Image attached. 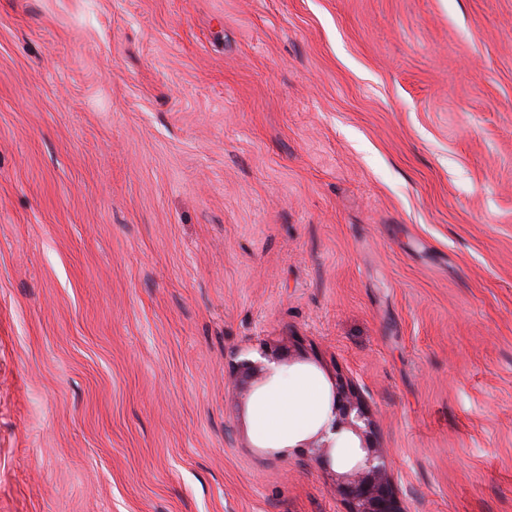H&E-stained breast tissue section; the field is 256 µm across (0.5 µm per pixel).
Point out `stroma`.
<instances>
[{
	"instance_id": "obj_1",
	"label": "stroma",
	"mask_w": 512,
	"mask_h": 512,
	"mask_svg": "<svg viewBox=\"0 0 512 512\" xmlns=\"http://www.w3.org/2000/svg\"><path fill=\"white\" fill-rule=\"evenodd\" d=\"M512 512V0H0V512ZM321 409L322 392L314 379L288 377L261 397L254 416L256 430L261 436L299 438L310 430ZM331 413V419L304 447L312 448L315 458L322 460L326 448H334L341 432L349 431L360 439L365 457L337 486L347 507L345 512H405L386 451L373 439L372 414L354 383L335 380Z\"/></svg>"
}]
</instances>
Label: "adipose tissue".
<instances>
[{"label":"adipose tissue","instance_id":"ef3b65f1","mask_svg":"<svg viewBox=\"0 0 512 512\" xmlns=\"http://www.w3.org/2000/svg\"><path fill=\"white\" fill-rule=\"evenodd\" d=\"M322 409V392L306 376L287 378L269 389L255 410L259 435L295 439L307 433Z\"/></svg>","mask_w":512,"mask_h":512}]
</instances>
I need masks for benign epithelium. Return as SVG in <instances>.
Returning <instances> with one entry per match:
<instances>
[{
    "instance_id": "benign-epithelium-1",
    "label": "benign epithelium",
    "mask_w": 512,
    "mask_h": 512,
    "mask_svg": "<svg viewBox=\"0 0 512 512\" xmlns=\"http://www.w3.org/2000/svg\"><path fill=\"white\" fill-rule=\"evenodd\" d=\"M234 369L243 384L262 378L261 366L247 358L236 361ZM343 431L357 436L365 452L363 461L337 486L346 512H404L386 451L374 440V421L369 408L354 383L337 380L331 419L305 442V447L313 449L315 458L320 460Z\"/></svg>"
}]
</instances>
